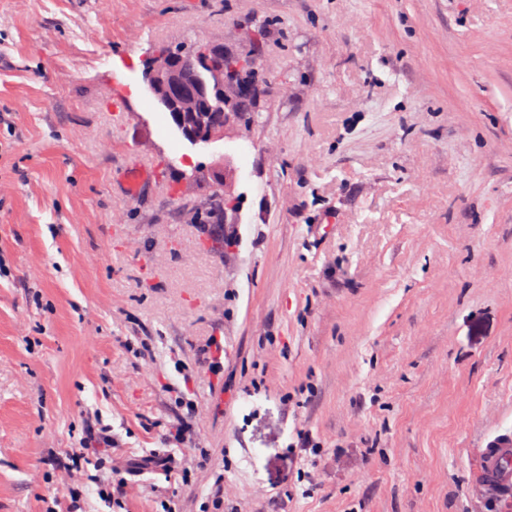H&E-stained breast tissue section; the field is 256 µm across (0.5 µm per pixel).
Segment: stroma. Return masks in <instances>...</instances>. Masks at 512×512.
Here are the masks:
<instances>
[{
	"instance_id": "obj_1",
	"label": "stroma",
	"mask_w": 512,
	"mask_h": 512,
	"mask_svg": "<svg viewBox=\"0 0 512 512\" xmlns=\"http://www.w3.org/2000/svg\"><path fill=\"white\" fill-rule=\"evenodd\" d=\"M261 24L257 121L190 145L144 60ZM3 109L0 512L80 486L49 459L103 425L114 468L193 466L123 512H512L471 483L512 435V0H0ZM209 349L206 350L205 354L201 359L195 362L196 371H213L219 367L224 354V339L223 337L213 336L209 340Z\"/></svg>"
}]
</instances>
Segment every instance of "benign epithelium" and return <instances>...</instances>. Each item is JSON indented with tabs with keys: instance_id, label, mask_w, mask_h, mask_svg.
<instances>
[{
	"instance_id": "obj_1",
	"label": "benign epithelium",
	"mask_w": 512,
	"mask_h": 512,
	"mask_svg": "<svg viewBox=\"0 0 512 512\" xmlns=\"http://www.w3.org/2000/svg\"><path fill=\"white\" fill-rule=\"evenodd\" d=\"M212 70L217 79L219 99H225L224 85H229L237 95L249 97L253 89L236 83V75L224 69V45L209 43L201 50L189 55H176L170 50L157 52L145 68V79L149 89L158 95V101L167 110L175 112V127L192 144L236 136V127L231 121L216 113L184 110L185 103L196 98L203 86L202 68Z\"/></svg>"
}]
</instances>
